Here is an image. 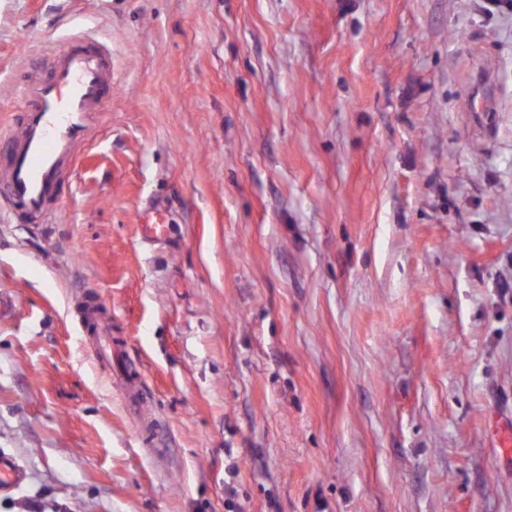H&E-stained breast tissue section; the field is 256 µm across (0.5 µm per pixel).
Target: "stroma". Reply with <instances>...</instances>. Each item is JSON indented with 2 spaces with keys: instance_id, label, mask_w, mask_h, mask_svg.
<instances>
[{
  "instance_id": "stroma-1",
  "label": "stroma",
  "mask_w": 512,
  "mask_h": 512,
  "mask_svg": "<svg viewBox=\"0 0 512 512\" xmlns=\"http://www.w3.org/2000/svg\"><path fill=\"white\" fill-rule=\"evenodd\" d=\"M77 30L112 109L0 215V512H512V0H0V153ZM107 331V323L101 318L94 319L92 333L94 336V350L101 362L110 364L112 368V336L103 335ZM118 384L128 393L134 410L140 414L144 408L142 400L145 395L144 389L147 386L144 375L136 368L132 369L130 365H124L123 369L119 372ZM24 478V471L9 454L0 453V492L16 487Z\"/></svg>"
}]
</instances>
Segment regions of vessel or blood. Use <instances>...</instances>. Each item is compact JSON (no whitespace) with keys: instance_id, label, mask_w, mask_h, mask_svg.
I'll use <instances>...</instances> for the list:
<instances>
[{"instance_id":"1","label":"vessel or blood","mask_w":512,"mask_h":512,"mask_svg":"<svg viewBox=\"0 0 512 512\" xmlns=\"http://www.w3.org/2000/svg\"><path fill=\"white\" fill-rule=\"evenodd\" d=\"M112 50L86 32L68 36L53 50L46 72L21 86L22 109L15 117L17 133L0 163V210L24 224H36L69 193V177L98 116L112 100ZM107 324L95 319L94 349L104 363L112 361ZM119 386L135 410H142L146 380L124 366ZM24 471L9 454L0 453V492L16 487Z\"/></svg>"}]
</instances>
